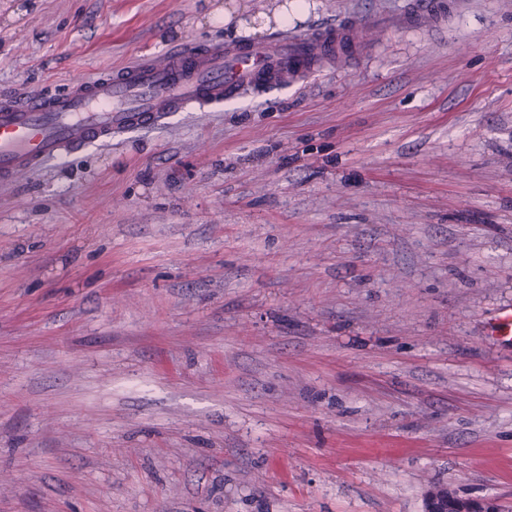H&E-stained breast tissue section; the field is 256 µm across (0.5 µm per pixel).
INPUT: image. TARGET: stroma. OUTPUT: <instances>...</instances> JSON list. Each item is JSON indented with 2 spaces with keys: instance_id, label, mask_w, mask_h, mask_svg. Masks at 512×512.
<instances>
[{
  "instance_id": "obj_1",
  "label": "stroma",
  "mask_w": 512,
  "mask_h": 512,
  "mask_svg": "<svg viewBox=\"0 0 512 512\" xmlns=\"http://www.w3.org/2000/svg\"><path fill=\"white\" fill-rule=\"evenodd\" d=\"M414 3L0 0L17 99L356 22L0 185V512H512V0ZM473 501L463 499L447 490L437 491L429 499L428 512H447L448 505L454 508L453 512H494L493 508L489 507L491 503ZM476 502L482 507V511Z\"/></svg>"
}]
</instances>
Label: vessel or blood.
Instances as JSON below:
<instances>
[{"label": "vessel or blood", "mask_w": 512, "mask_h": 512, "mask_svg": "<svg viewBox=\"0 0 512 512\" xmlns=\"http://www.w3.org/2000/svg\"><path fill=\"white\" fill-rule=\"evenodd\" d=\"M342 40L329 28L300 39L248 48L199 51L193 44L63 93L40 92L0 103V182L166 113L223 102L249 86L291 79Z\"/></svg>", "instance_id": "b4317fda"}]
</instances>
